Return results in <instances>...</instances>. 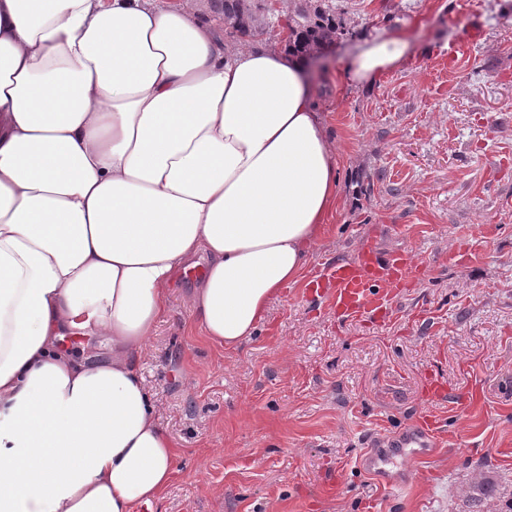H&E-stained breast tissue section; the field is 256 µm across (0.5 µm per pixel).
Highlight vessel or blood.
Here are the masks:
<instances>
[{
	"mask_svg": "<svg viewBox=\"0 0 512 512\" xmlns=\"http://www.w3.org/2000/svg\"><path fill=\"white\" fill-rule=\"evenodd\" d=\"M429 270L427 261L399 249L379 251L372 239H363L355 258L339 260L317 268L304 285V295L312 301L326 303L337 321L353 319L385 323L395 314L394 295L408 284L423 279ZM431 400L450 399L455 410L471 412L482 407L483 391L472 386L452 392L439 381L426 385ZM441 423L428 414L389 438L380 440L377 450L364 453L359 463L372 472L382 485L395 486L398 478L396 461L416 463L433 453Z\"/></svg>",
	"mask_w": 512,
	"mask_h": 512,
	"instance_id": "obj_1",
	"label": "vessel or blood"
}]
</instances>
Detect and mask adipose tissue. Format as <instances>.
<instances>
[{
	"instance_id": "obj_1",
	"label": "adipose tissue",
	"mask_w": 512,
	"mask_h": 512,
	"mask_svg": "<svg viewBox=\"0 0 512 512\" xmlns=\"http://www.w3.org/2000/svg\"><path fill=\"white\" fill-rule=\"evenodd\" d=\"M409 50L382 32L329 79ZM318 96L304 57L229 49L189 0H0V512H132L171 482L140 358L179 271L227 349L300 279L340 190Z\"/></svg>"
}]
</instances>
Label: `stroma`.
<instances>
[{
	"label": "stroma",
	"instance_id": "35a3bbf8",
	"mask_svg": "<svg viewBox=\"0 0 512 512\" xmlns=\"http://www.w3.org/2000/svg\"><path fill=\"white\" fill-rule=\"evenodd\" d=\"M352 40L405 30L404 64L369 89L327 91L341 154L335 214L306 269L353 259L364 238L431 266L396 297L391 322H340L300 285L228 350L186 328L190 280L140 368L178 449L171 483L133 512H512V0H348ZM463 47L448 68L449 47ZM494 225L484 233V225ZM472 235L469 264L446 255ZM481 384L483 412L424 401L427 376ZM444 433L387 488L359 468L368 437L424 412Z\"/></svg>",
	"mask_w": 512,
	"mask_h": 512
}]
</instances>
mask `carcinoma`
<instances>
[{"instance_id": "carcinoma-1", "label": "carcinoma", "mask_w": 512, "mask_h": 512, "mask_svg": "<svg viewBox=\"0 0 512 512\" xmlns=\"http://www.w3.org/2000/svg\"><path fill=\"white\" fill-rule=\"evenodd\" d=\"M293 15L287 18L286 45L306 56L320 52L336 39L351 34L342 22L335 0H294ZM214 11L224 20V41L230 45L256 43L276 28L279 15L270 11L266 0H211Z\"/></svg>"}]
</instances>
